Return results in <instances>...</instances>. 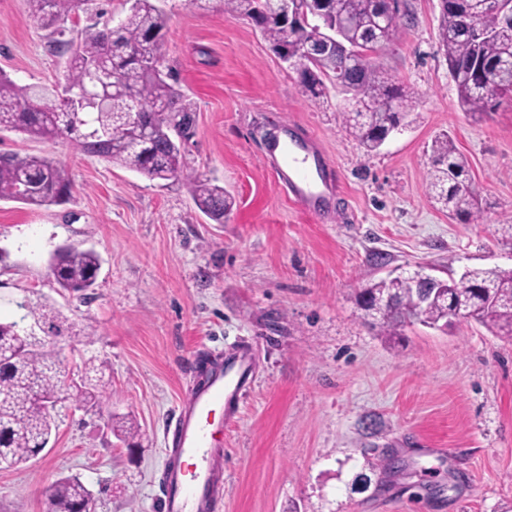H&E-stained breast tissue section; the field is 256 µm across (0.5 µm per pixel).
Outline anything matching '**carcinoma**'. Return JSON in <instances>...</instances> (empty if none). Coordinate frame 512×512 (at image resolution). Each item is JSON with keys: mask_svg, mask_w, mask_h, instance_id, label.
I'll use <instances>...</instances> for the list:
<instances>
[{"mask_svg": "<svg viewBox=\"0 0 512 512\" xmlns=\"http://www.w3.org/2000/svg\"><path fill=\"white\" fill-rule=\"evenodd\" d=\"M41 27L89 13L94 0H27ZM224 13L244 17L261 31L280 57L303 59L308 46L320 43L335 20L338 37L374 50L393 42L402 26L399 0H305L307 20L286 25L277 0H222ZM476 10L474 0H453L441 10L437 40L448 61L461 109L490 112L499 99L512 94V22L486 10L477 15L483 32H465L464 22ZM168 17L156 0H135L116 27L94 22L75 40L54 41L67 55L66 84L86 91L97 106L79 114L57 98L54 85H21L0 70V129L46 141L65 139L82 151L105 158L151 180H183L196 206L215 224L233 209V198L214 180L194 173L186 145L194 135V103L163 72L161 40ZM119 74L117 86L99 73ZM301 84L313 98L327 85L351 94L341 112L343 126L366 152L382 146L391 131L419 104L418 95L381 71L368 59L324 54L303 65ZM71 181L52 158L18 152L0 153V201L31 208L61 205L71 198ZM431 202L464 224H478L483 213L472 187L469 164L446 134L432 144V175L427 186ZM100 255L93 249L62 246L50 262V274L63 289L85 292L96 282ZM461 304V321H475L497 336L512 339V267H470L444 288L424 298L406 278L381 279L357 292L359 306L390 336L416 322L439 329L449 322V301ZM18 323L0 321V352L9 354L18 342ZM28 361L12 373L0 374V460L15 465L49 441L54 417L47 405L60 402L65 367L55 342L36 345ZM92 360L83 363L85 389L77 401L95 399L100 379ZM92 500L77 477L55 482L49 512H74Z\"/></svg>", "mask_w": 512, "mask_h": 512, "instance_id": "obj_1", "label": "carcinoma"}]
</instances>
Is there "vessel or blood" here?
I'll return each instance as SVG.
<instances>
[{
  "mask_svg": "<svg viewBox=\"0 0 512 512\" xmlns=\"http://www.w3.org/2000/svg\"><path fill=\"white\" fill-rule=\"evenodd\" d=\"M270 151L295 202L316 211L324 183L321 152L308 138L271 142ZM244 390V379L225 373L220 366L194 384L174 423L171 462L162 489L163 512H212L221 482L215 450L224 432V414L238 403Z\"/></svg>",
  "mask_w": 512,
  "mask_h": 512,
  "instance_id": "1",
  "label": "vessel or blood"
}]
</instances>
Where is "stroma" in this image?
<instances>
[{
  "label": "stroma",
  "mask_w": 512,
  "mask_h": 512,
  "mask_svg": "<svg viewBox=\"0 0 512 512\" xmlns=\"http://www.w3.org/2000/svg\"><path fill=\"white\" fill-rule=\"evenodd\" d=\"M161 47L195 102L199 174L237 201L216 224L180 181H152L77 149L0 131V152L47 155L73 185L48 208L0 201V319L23 305L59 313L68 365L93 357L95 404L57 405L37 457L0 468V512H48L76 476L96 512H161L169 423L204 360L246 364V398L224 424L214 512H512V341L470 321L385 336L356 290L423 263L440 278L512 266V99L461 111L437 42L439 0H401L403 25L374 61L420 95L414 121L366 153L343 128L345 94L311 98L248 19L220 0H156ZM25 0H0V69L60 84L64 55ZM313 136L331 166L321 211L276 182L263 130ZM450 133L467 157L484 221L430 204V146ZM98 251L87 294L49 274L55 250Z\"/></svg>",
  "instance_id": "1"
}]
</instances>
